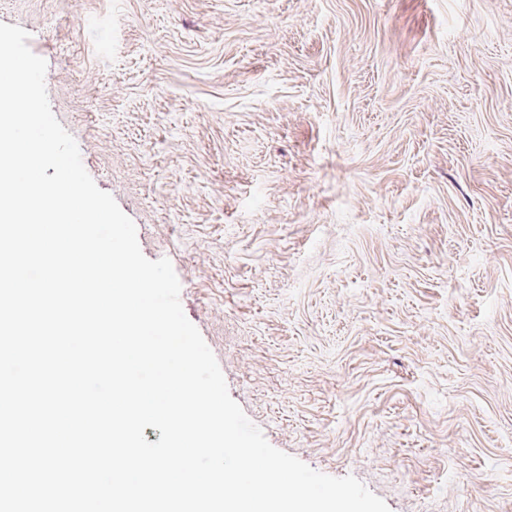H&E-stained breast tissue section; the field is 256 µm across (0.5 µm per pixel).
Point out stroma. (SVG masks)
<instances>
[{
    "mask_svg": "<svg viewBox=\"0 0 512 512\" xmlns=\"http://www.w3.org/2000/svg\"><path fill=\"white\" fill-rule=\"evenodd\" d=\"M275 448L512 512V0H0Z\"/></svg>",
    "mask_w": 512,
    "mask_h": 512,
    "instance_id": "obj_1",
    "label": "stroma"
}]
</instances>
